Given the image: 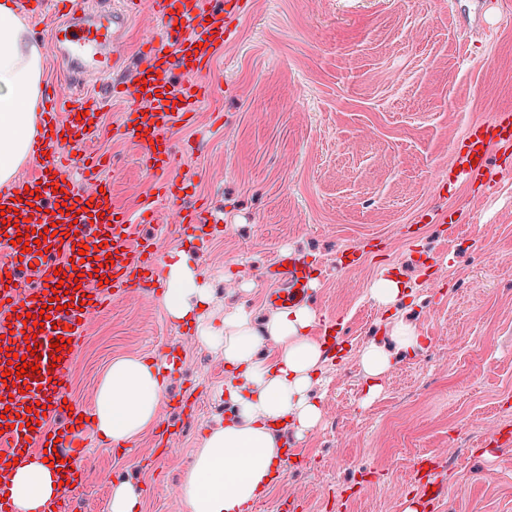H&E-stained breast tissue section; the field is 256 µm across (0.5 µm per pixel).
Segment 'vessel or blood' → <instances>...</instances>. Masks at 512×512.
Segmentation results:
<instances>
[{"label":"vessel or blood","instance_id":"1","mask_svg":"<svg viewBox=\"0 0 512 512\" xmlns=\"http://www.w3.org/2000/svg\"><path fill=\"white\" fill-rule=\"evenodd\" d=\"M248 4L249 0H123L121 9L84 22L74 16L76 0H22L29 14L49 15L50 48L67 52L76 66L96 70L104 76L113 69L106 48L118 42L129 20L147 13L158 22V33L140 45L143 65L138 75L145 78L146 88L126 99L123 133L137 143L157 189L173 200L178 197V186L168 177L177 162L173 131L178 123L187 121L200 93L191 85L182 93H174L169 77L176 70L209 73L218 50L247 16ZM102 107V102L88 92L72 91L62 83L54 86L41 102L40 129L30 148L32 157H41L44 151L63 145L83 146L89 136L90 118ZM511 141V121L471 126L458 157L457 180L474 182L484 178L491 149ZM103 166L101 157L90 156L85 170L95 191L89 195L69 178L58 157L35 170L26 185L17 186L14 193L0 195V206L9 209L36 203L38 210L30 223L36 231L50 225L56 228L55 236L24 249L11 245L6 226L0 225V248L8 250L14 260L19 257L24 263L36 264L38 270L36 284L21 293L8 281L9 275L16 272L14 261L1 265L0 304L38 311L56 296L65 305L64 310H51L37 337L38 373H25L17 379L13 397L0 399V412L7 409L12 412L5 420L4 433L0 434V446L6 449L0 457V474L8 462L34 446L42 450L56 449L64 460L79 462L86 458L85 435L89 426L80 420L79 409L66 408L63 403L68 382L66 369L76 349L78 322L112 297L133 294L149 298L157 294L161 285L149 244H142L133 255L124 250L125 236L132 224L153 222L157 213L149 205L135 216L118 208L111 197V181L100 174ZM65 205L75 208V215L63 214L61 208ZM91 237L106 243L113 258L112 264L102 271L105 284L56 294L58 271L81 268L78 247ZM268 275L275 283L265 298L268 307L294 308L308 300L311 277L304 261L281 254L270 264ZM60 337L67 338L68 343L58 351L54 344ZM36 403L44 405L47 415L64 414L65 424L59 437L50 436L48 429L40 424L28 428L27 408ZM414 471L421 490L418 504L422 512H429L443 495L437 467L433 460L422 457L416 461Z\"/></svg>","mask_w":512,"mask_h":512}]
</instances>
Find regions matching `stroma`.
<instances>
[{"mask_svg":"<svg viewBox=\"0 0 512 512\" xmlns=\"http://www.w3.org/2000/svg\"><path fill=\"white\" fill-rule=\"evenodd\" d=\"M474 0H251L250 12L206 75L176 72L208 95L174 132L186 184L158 197L136 144L120 137L124 100L110 82L88 84L109 101L85 149L117 158L105 172L114 202L134 214L155 202L158 220L131 230L157 258L185 252L211 293L212 322L241 308L263 321L267 267L288 251L312 262L317 321L334 322L338 350L312 392L318 426L292 439L299 454L254 512H398L413 491L411 463L444 461L438 512H512V148H493L491 183L450 178L468 128L512 113V4L501 25L463 22ZM155 28L137 19L122 37L119 77L133 90L139 43ZM205 206L208 229L186 239L179 215ZM368 242L366 256L342 252ZM405 300L379 305L383 277ZM411 323L420 350L399 356L371 388L362 348ZM180 352L156 421L172 430L155 458L156 429L124 450L93 440L81 463L82 512H110L112 485H142L141 512H186L182 478L209 428L223 422L224 355L181 333L161 300L113 297L86 321L68 368L70 406L94 408L119 357ZM197 400L198 428L184 430L169 398Z\"/></svg>","mask_w":512,"mask_h":512,"instance_id":"35a3bbf8","label":"stroma"}]
</instances>
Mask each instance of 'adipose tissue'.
I'll list each match as a JSON object with an SVG mask.
<instances>
[{"label": "adipose tissue", "mask_w": 512, "mask_h": 512, "mask_svg": "<svg viewBox=\"0 0 512 512\" xmlns=\"http://www.w3.org/2000/svg\"><path fill=\"white\" fill-rule=\"evenodd\" d=\"M44 45L33 39L16 6L0 0V186H8L28 158L37 131ZM163 305L174 321L197 325V337L222 351L224 399L231 409L224 423L207 431L183 478L187 512H253L281 469V425L303 438L318 425L322 412L311 389L317 382L325 346L310 336L314 311L306 306L282 310L255 326L241 310L225 312L214 329L202 316L210 295L185 253L166 267ZM278 350L269 359L260 352L266 342ZM421 346L415 328L394 321L390 341L367 345L361 366L369 379L383 375L397 356ZM166 374L153 360H113L97 395L94 426L101 439L125 444L154 422ZM63 475L38 456H30L10 473L8 486L17 512H42L54 499Z\"/></svg>", "instance_id": "1"}]
</instances>
